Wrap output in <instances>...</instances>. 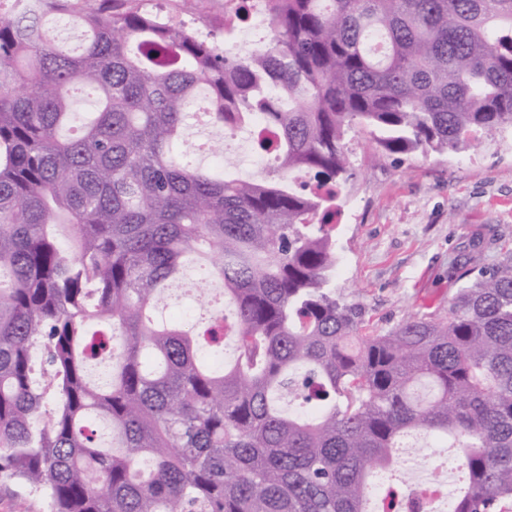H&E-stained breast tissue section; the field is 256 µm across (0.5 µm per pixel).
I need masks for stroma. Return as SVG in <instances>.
Masks as SVG:
<instances>
[{
    "mask_svg": "<svg viewBox=\"0 0 512 512\" xmlns=\"http://www.w3.org/2000/svg\"><path fill=\"white\" fill-rule=\"evenodd\" d=\"M214 128L190 126L183 156L194 165L273 178L269 167L239 168L233 142L196 150L219 138ZM367 133L350 134L355 176L339 197L336 287L364 310L365 326L385 331L413 313H447L458 285L452 264L482 251L486 262L512 248V142L499 140L460 156L420 152L372 162ZM214 289L186 279L157 303L163 314L197 324L214 313Z\"/></svg>",
    "mask_w": 512,
    "mask_h": 512,
    "instance_id": "obj_1",
    "label": "stroma"
}]
</instances>
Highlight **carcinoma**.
Instances as JSON below:
<instances>
[{
	"mask_svg": "<svg viewBox=\"0 0 512 512\" xmlns=\"http://www.w3.org/2000/svg\"><path fill=\"white\" fill-rule=\"evenodd\" d=\"M15 2L0 16V482L50 512H368L418 434L456 449L448 512H512V251L457 263L446 315L364 336L331 279L351 129L377 157L512 132V0H264L270 41L247 57L143 0ZM60 15L81 49L55 35ZM203 87L213 126L262 119L278 179L180 162ZM86 89L97 109L75 130ZM301 168L308 189L288 181ZM189 266L224 285L202 333L151 314ZM228 332L236 354L213 370L202 350ZM296 392L299 414L283 405Z\"/></svg>",
	"mask_w": 512,
	"mask_h": 512,
	"instance_id": "cac0c4a2",
	"label": "carcinoma"
}]
</instances>
